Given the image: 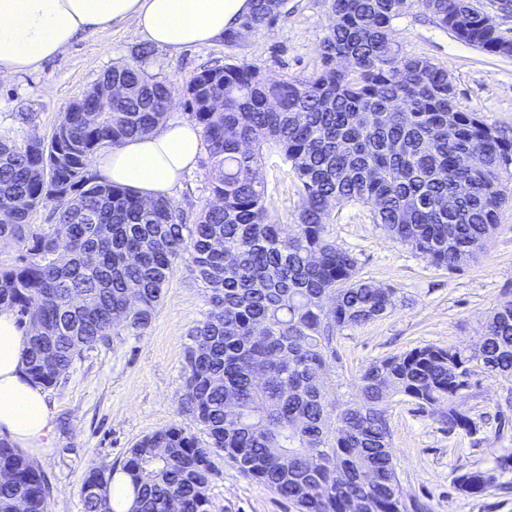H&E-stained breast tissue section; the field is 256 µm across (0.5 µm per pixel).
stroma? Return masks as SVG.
<instances>
[{"label":"stroma","instance_id":"stroma-1","mask_svg":"<svg viewBox=\"0 0 512 512\" xmlns=\"http://www.w3.org/2000/svg\"><path fill=\"white\" fill-rule=\"evenodd\" d=\"M332 0H288L287 11L271 26L238 45L217 43L178 52L153 48L145 68L176 88L170 116L187 119L185 87L196 73L233 59L262 68L270 78L304 77L322 68V42L333 20ZM401 53L424 56L447 67L457 102L475 109L512 139V59L491 56L441 28L420 4L408 0L392 24ZM143 41L129 24L81 35L69 50L39 70L0 81V140L25 146L34 136L49 137L62 112L113 67L135 62ZM208 157L175 189L172 198L196 216L214 202ZM263 176L271 195L272 223L294 231L300 198L284 164L267 165ZM371 206L347 203L334 208L327 226L331 240L358 260L362 278L394 288L397 305L384 317L345 330L330 362L326 387L332 398H354V381L372 361L417 346L466 348L476 343L492 311L512 300V202L499 214V229L476 261L441 270L390 237L372 221ZM208 292L179 263L158 313L143 336L83 351L60 385L47 388L54 415L52 444L36 459L53 485L50 512H84L82 482L93 465L124 460L138 440L177 424L195 435L201 426L181 407L185 392L190 331L209 311ZM473 396L464 398L486 430L499 415L512 418V381L477 375ZM390 453L406 500L424 512H512V472L504 487L470 496L453 478L466 470L494 467L512 453V433L473 445L463 433L448 432L409 402L391 401ZM208 487L210 512H296L285 498L243 475L218 457Z\"/></svg>","mask_w":512,"mask_h":512}]
</instances>
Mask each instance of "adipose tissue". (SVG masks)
Segmentation results:
<instances>
[{"label": "adipose tissue", "mask_w": 512, "mask_h": 512, "mask_svg": "<svg viewBox=\"0 0 512 512\" xmlns=\"http://www.w3.org/2000/svg\"><path fill=\"white\" fill-rule=\"evenodd\" d=\"M251 11V0H0V81L37 70L64 54L79 34L132 24L150 44L176 52L221 41ZM200 128L171 119L124 141L94 163L101 181L145 200L172 195L203 150ZM29 336L0 310V433L18 447L49 448L54 430L47 396L26 373Z\"/></svg>", "instance_id": "adipose-tissue-1"}]
</instances>
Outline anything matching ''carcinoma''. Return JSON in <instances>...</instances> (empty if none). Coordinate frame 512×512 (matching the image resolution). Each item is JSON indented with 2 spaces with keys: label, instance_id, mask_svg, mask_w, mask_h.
I'll return each instance as SVG.
<instances>
[{
  "label": "carcinoma",
  "instance_id": "obj_1",
  "mask_svg": "<svg viewBox=\"0 0 512 512\" xmlns=\"http://www.w3.org/2000/svg\"><path fill=\"white\" fill-rule=\"evenodd\" d=\"M288 0H254L224 34L275 21ZM462 42L512 57L508 39L473 0H420ZM407 0H333L334 23L322 42L325 66L309 77L271 81L235 61L196 74L185 89L201 127L221 206L193 224L171 198L144 202L126 187L85 173L101 145L150 133L164 121L170 80L144 64L112 69L129 94L91 118L63 113L48 140L23 148L0 141V240L21 250L0 268V306L35 327L26 350L31 379L47 388L83 350L140 337L150 326L178 262L187 260L210 291L211 311L192 331L184 408L203 426L200 443L173 425L137 441L117 466L88 468L84 512H114L106 495L119 473L133 490L131 512H210L214 458L274 490L298 512H408L388 451L385 403L406 396L443 423L482 441L484 428L457 404L477 370L512 379V301L489 317L471 347L426 345L371 362L355 380L357 398L329 399L324 377L337 337L395 307L394 291L359 276L357 258L330 240V210L374 205V223L438 269L477 257L498 229L512 182V140L480 112L462 110L448 69L401 54L393 21ZM289 167L301 196L297 229L269 222L266 163ZM465 182L471 191L457 194ZM54 203L55 223L31 224ZM68 242L58 253V241ZM512 468L454 477L476 495ZM51 486L35 459L0 438V512H48Z\"/></svg>",
  "mask_w": 512,
  "mask_h": 512
}]
</instances>
